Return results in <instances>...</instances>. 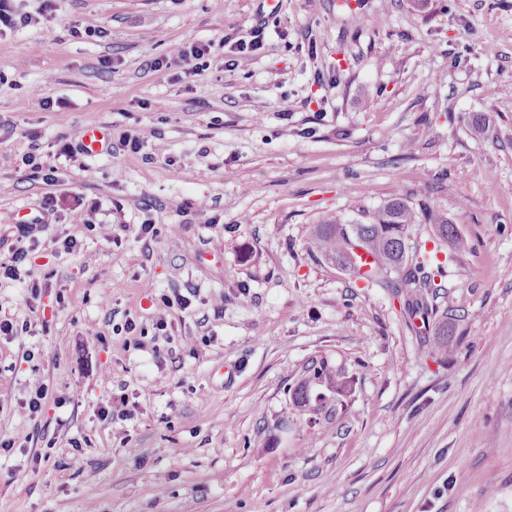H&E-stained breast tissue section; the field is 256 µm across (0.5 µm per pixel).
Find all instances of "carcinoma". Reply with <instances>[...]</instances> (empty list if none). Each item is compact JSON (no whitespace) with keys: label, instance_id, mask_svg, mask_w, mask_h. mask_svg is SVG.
I'll use <instances>...</instances> for the list:
<instances>
[{"label":"carcinoma","instance_id":"carcinoma-1","mask_svg":"<svg viewBox=\"0 0 512 512\" xmlns=\"http://www.w3.org/2000/svg\"><path fill=\"white\" fill-rule=\"evenodd\" d=\"M438 241L457 252L469 248L466 238L460 236L448 215L429 216ZM417 223L416 214L402 197L387 200L373 215L369 224L345 223L330 219L315 225L313 248L327 261L347 270L355 279L367 285H380L404 301L405 313L412 318H425L431 307L429 298L436 297L440 285L427 263L410 254V229ZM361 247L372 262H362L355 252Z\"/></svg>","mask_w":512,"mask_h":512}]
</instances>
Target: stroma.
<instances>
[{
    "label": "stroma",
    "instance_id": "stroma-1",
    "mask_svg": "<svg viewBox=\"0 0 512 512\" xmlns=\"http://www.w3.org/2000/svg\"><path fill=\"white\" fill-rule=\"evenodd\" d=\"M12 8L33 21L0 36V258L45 197L84 203L39 238L35 335L0 337V512H512V0ZM208 41L185 74L174 49ZM91 124L150 137L53 185L23 164ZM396 196L470 242L437 251L449 328L310 248ZM164 294L191 306L159 335ZM120 394L131 418L100 421Z\"/></svg>",
    "mask_w": 512,
    "mask_h": 512
}]
</instances>
